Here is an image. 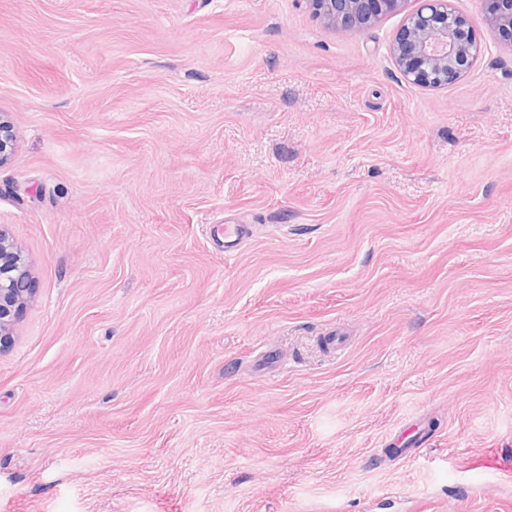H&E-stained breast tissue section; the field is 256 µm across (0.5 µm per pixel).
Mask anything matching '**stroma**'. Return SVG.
<instances>
[{
	"label": "stroma",
	"instance_id": "obj_1",
	"mask_svg": "<svg viewBox=\"0 0 512 512\" xmlns=\"http://www.w3.org/2000/svg\"><path fill=\"white\" fill-rule=\"evenodd\" d=\"M454 5L429 89L398 14L0 0V512H512V43ZM452 0H417L390 52L404 79L421 87L456 82L481 54V44ZM224 237L225 256L235 253L248 234V228L243 224H224L220 229ZM27 259L10 236L0 228V351L11 345L24 306L31 298Z\"/></svg>",
	"mask_w": 512,
	"mask_h": 512
}]
</instances>
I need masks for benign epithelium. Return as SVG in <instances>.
<instances>
[{
	"label": "benign epithelium",
	"mask_w": 512,
	"mask_h": 512,
	"mask_svg": "<svg viewBox=\"0 0 512 512\" xmlns=\"http://www.w3.org/2000/svg\"><path fill=\"white\" fill-rule=\"evenodd\" d=\"M313 16L344 32L364 30L376 19L399 12L407 0H305ZM489 24L512 42V0H482ZM404 79L421 87L440 88L456 82L481 54V44L452 0H417L405 15L390 48ZM15 147L8 116L0 113V165ZM27 259L0 228V350L11 345L24 306L31 298Z\"/></svg>",
	"instance_id": "7a95c632"
}]
</instances>
